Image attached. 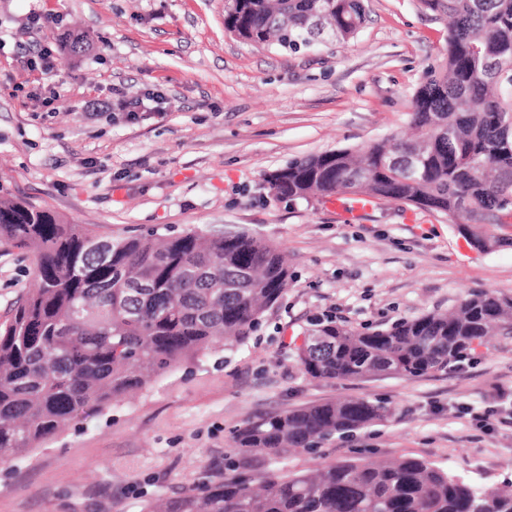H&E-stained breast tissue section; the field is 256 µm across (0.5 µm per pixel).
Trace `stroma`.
<instances>
[{"mask_svg":"<svg viewBox=\"0 0 512 512\" xmlns=\"http://www.w3.org/2000/svg\"><path fill=\"white\" fill-rule=\"evenodd\" d=\"M48 17L29 28L31 12ZM345 43L293 53L224 27V0H0V193L115 239L156 227L247 231L286 255L292 278L261 331L187 361L17 459L0 458V512H143L224 477L231 432L338 398L388 402L384 420L255 471L345 458L416 457L484 488L512 481V334L416 378H311L294 352L311 318L357 327L445 311L466 295L512 296V245L485 253L446 214L377 200L345 218L326 200L276 198L266 174L291 160L404 132L445 21L420 0H367ZM89 48L56 44L58 30ZM51 46V71L28 57ZM160 94L164 117L127 121L120 99ZM34 265L0 244V322ZM489 410L488 424L471 410Z\"/></svg>","mask_w":512,"mask_h":512,"instance_id":"1","label":"stroma"}]
</instances>
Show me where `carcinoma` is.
Masks as SVG:
<instances>
[{
    "mask_svg": "<svg viewBox=\"0 0 512 512\" xmlns=\"http://www.w3.org/2000/svg\"><path fill=\"white\" fill-rule=\"evenodd\" d=\"M450 20L410 112L412 134L288 162L266 178L288 200L346 194L442 212L501 246L512 226V0H421ZM365 0H239L224 26L251 43L298 52L344 42ZM0 242L34 258L36 283L0 323V454L23 457L65 428L179 366L254 332L288 287L277 247L245 231L148 229L112 240L0 194ZM512 332V297L471 294L443 312L358 329L326 318L295 357L309 376L362 381L444 370L458 352ZM357 397L248 421L232 433L241 463L147 512H512V484L483 488L421 458L338 461L291 475H253L254 458L311 450L387 416Z\"/></svg>",
    "mask_w": 512,
    "mask_h": 512,
    "instance_id": "1",
    "label": "carcinoma"
}]
</instances>
